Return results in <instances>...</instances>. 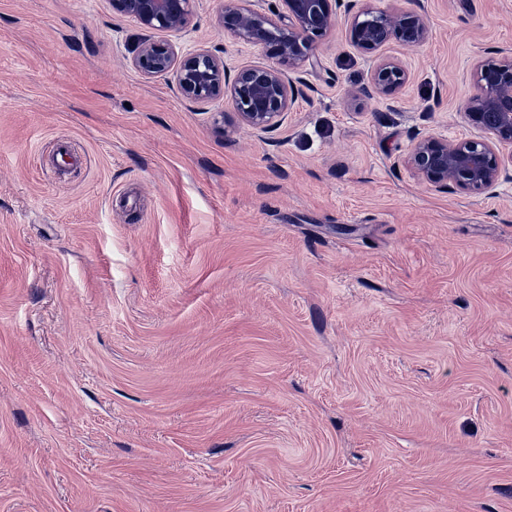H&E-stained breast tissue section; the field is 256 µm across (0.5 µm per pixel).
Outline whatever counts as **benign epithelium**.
<instances>
[{
  "label": "benign epithelium",
  "mask_w": 512,
  "mask_h": 512,
  "mask_svg": "<svg viewBox=\"0 0 512 512\" xmlns=\"http://www.w3.org/2000/svg\"><path fill=\"white\" fill-rule=\"evenodd\" d=\"M266 0H220L218 23L237 40L262 47L273 65L234 71L224 58L199 49L179 54L168 41L147 39L131 58L147 78L175 72L181 95L191 102L224 99L234 109V124L257 135L277 129L299 93L290 72L315 58L313 42L336 27L342 0H279L282 9L263 8ZM112 10L151 31L179 32L190 21L194 0H110ZM345 9L352 45L376 53L390 42L416 47L429 36L426 14L419 10L376 11L365 4ZM406 82L396 62L377 58L370 91L392 96ZM465 120L481 132L476 138L450 141L417 135L405 158L411 175L440 190L457 188L482 194L512 177V51L477 64L475 88L463 104Z\"/></svg>",
  "instance_id": "obj_1"
}]
</instances>
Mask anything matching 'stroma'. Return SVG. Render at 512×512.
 I'll list each match as a JSON object with an SVG mask.
<instances>
[{
	"instance_id": "1",
	"label": "stroma",
	"mask_w": 512,
	"mask_h": 512,
	"mask_svg": "<svg viewBox=\"0 0 512 512\" xmlns=\"http://www.w3.org/2000/svg\"><path fill=\"white\" fill-rule=\"evenodd\" d=\"M370 4L429 40L337 24L258 137L136 70L165 36L109 0H0V512H512V179L404 164L475 136L512 0ZM218 9L167 37L268 63ZM379 56L407 81L360 95ZM352 8L345 9L346 21L350 41L359 50L376 53L393 41L416 47L429 36V20L421 10L375 11L367 3L355 12Z\"/></svg>"
}]
</instances>
